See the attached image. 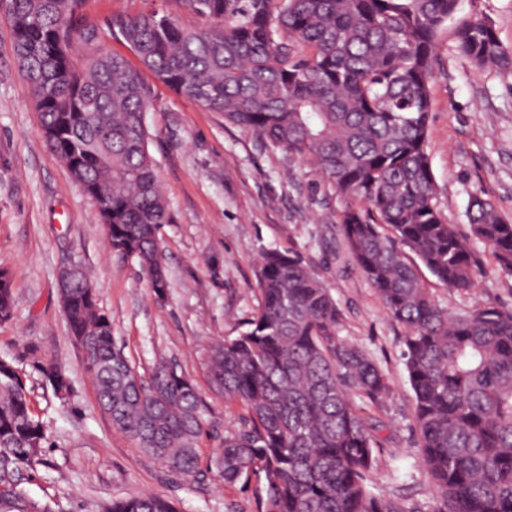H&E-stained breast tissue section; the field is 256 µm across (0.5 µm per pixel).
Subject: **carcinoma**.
<instances>
[{
	"instance_id": "carcinoma-1",
	"label": "carcinoma",
	"mask_w": 512,
	"mask_h": 512,
	"mask_svg": "<svg viewBox=\"0 0 512 512\" xmlns=\"http://www.w3.org/2000/svg\"><path fill=\"white\" fill-rule=\"evenodd\" d=\"M181 2L204 25L150 9L115 14L103 28L86 17V0H9L14 60L43 137L93 202L109 198L112 213L99 214L111 250L136 259L149 281L167 277L158 233L171 214L148 150L144 70L265 144L311 159L349 198L340 224L349 257L404 328L401 359L436 512H512V308L449 310L423 276L472 289L478 244L512 274V222L472 195L471 236L460 235L440 207L428 153L437 36L460 0ZM108 36L139 66L107 50ZM455 49L478 69L512 72V52L488 19L459 27ZM87 281L83 269L66 318L87 344L98 406L168 472L195 479L206 469L228 484L262 473V512H413L371 489L382 445L353 401L385 400L387 375L339 336L336 301L300 256L266 250L247 330L209 346L210 383L246 407L248 427L225 434L205 465L194 379L172 361L137 378ZM40 372L55 394L70 392L61 368ZM47 439L22 369L0 357V512H53L24 487ZM103 512L175 509L136 495Z\"/></svg>"
}]
</instances>
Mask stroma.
<instances>
[{
  "label": "stroma",
  "instance_id": "35a3bbf8",
  "mask_svg": "<svg viewBox=\"0 0 512 512\" xmlns=\"http://www.w3.org/2000/svg\"><path fill=\"white\" fill-rule=\"evenodd\" d=\"M153 6L199 23L180 0H88L86 12L102 25L112 15ZM481 17L512 48V0H461L439 33L431 82V165L444 213L463 235L470 232L466 206L473 195L491 200L512 221V73L476 69L454 49L456 29ZM151 89L149 152L172 215L158 235L170 281L161 299L136 259L112 252L94 202L46 146L31 90L14 62L11 15L0 0V269L11 272L15 297L11 319L0 322V357L22 368L49 436L45 462L26 485L29 495L54 512H102L108 501L141 492L168 498L176 512H261L263 479L227 485L208 473L183 480L113 427L70 338L57 273L71 262L90 271L114 341L142 376L162 358L192 376L206 404L199 443L206 458L247 417L241 402L213 392L204 369L207 346L244 331L260 303V257L277 249L303 257L340 309L341 337L387 375L390 396L370 409L384 446L373 491L404 499L415 512H435L401 360L404 329L344 249L343 197L305 160L264 145L160 82ZM481 259L483 271L470 291L426 278L441 306L512 308V275L499 271L489 254ZM47 363L66 370L68 396L55 395L43 378L39 367Z\"/></svg>",
  "mask_w": 512,
  "mask_h": 512
}]
</instances>
